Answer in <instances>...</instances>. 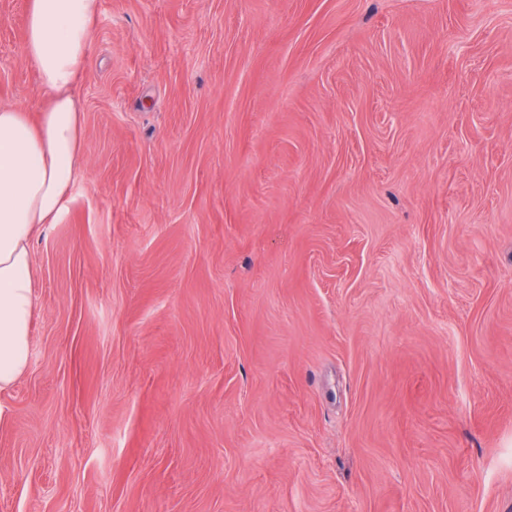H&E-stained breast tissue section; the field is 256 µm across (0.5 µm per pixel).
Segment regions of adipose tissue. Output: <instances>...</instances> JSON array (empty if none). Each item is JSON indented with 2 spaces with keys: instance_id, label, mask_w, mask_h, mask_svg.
Here are the masks:
<instances>
[{
  "instance_id": "obj_1",
  "label": "adipose tissue",
  "mask_w": 512,
  "mask_h": 512,
  "mask_svg": "<svg viewBox=\"0 0 512 512\" xmlns=\"http://www.w3.org/2000/svg\"><path fill=\"white\" fill-rule=\"evenodd\" d=\"M100 0H28L25 51L49 95L38 120L0 106V392L29 363L35 316L32 244L57 223L82 150V112L71 88L83 73Z\"/></svg>"
}]
</instances>
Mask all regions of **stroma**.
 I'll return each instance as SVG.
<instances>
[{
    "label": "stroma",
    "mask_w": 512,
    "mask_h": 512,
    "mask_svg": "<svg viewBox=\"0 0 512 512\" xmlns=\"http://www.w3.org/2000/svg\"><path fill=\"white\" fill-rule=\"evenodd\" d=\"M72 94L0 512H512V0H101Z\"/></svg>",
    "instance_id": "stroma-1"
}]
</instances>
